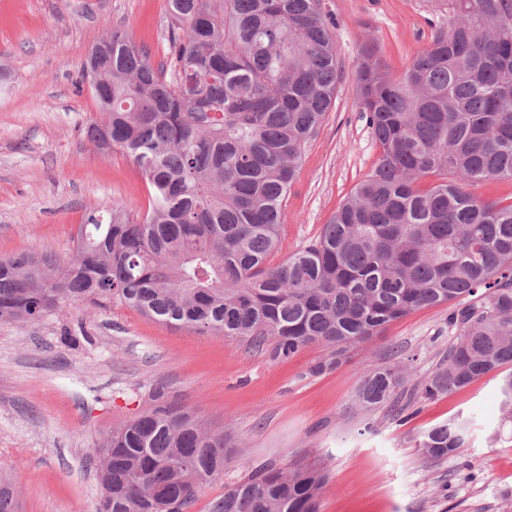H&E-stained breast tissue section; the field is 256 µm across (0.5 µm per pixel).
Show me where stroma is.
Here are the masks:
<instances>
[{
	"label": "stroma",
	"instance_id": "obj_1",
	"mask_svg": "<svg viewBox=\"0 0 512 512\" xmlns=\"http://www.w3.org/2000/svg\"><path fill=\"white\" fill-rule=\"evenodd\" d=\"M324 6L336 21L342 79L304 147L274 264L317 238L377 158L355 93L365 47L375 45L398 74L448 20V0ZM169 24V0H0V257L66 262L87 211L147 209L149 186L133 160L101 153L85 134L99 112L81 73L111 28L167 62ZM448 315L444 305L417 310L320 375L309 372L320 345L274 360L247 342L175 329L117 303H64L37 321L0 322V473L16 484L18 512H97L92 448L148 408L149 384L165 380L199 418L230 425L245 452L199 493L194 512H209L225 486L264 462L325 467L320 512H512V438L488 441L500 418L496 374L404 409L351 407L365 370L396 359L414 378L429 375L455 337ZM458 415L475 422L468 445L437 463L422 459L416 436Z\"/></svg>",
	"mask_w": 512,
	"mask_h": 512
}]
</instances>
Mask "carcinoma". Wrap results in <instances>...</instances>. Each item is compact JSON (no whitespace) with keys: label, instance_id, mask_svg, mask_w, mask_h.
<instances>
[{"label":"carcinoma","instance_id":"1","mask_svg":"<svg viewBox=\"0 0 512 512\" xmlns=\"http://www.w3.org/2000/svg\"><path fill=\"white\" fill-rule=\"evenodd\" d=\"M449 6L448 24L401 73L366 48L355 92L376 161L319 237L274 266L288 189L340 83L323 0H171L165 67L125 31H108L112 54L87 76L101 119L86 134L101 152L133 159L151 188L148 209L89 211L65 265L46 255L0 259V321L118 302L256 350L272 337L279 359L318 343L317 375L391 323L451 304L455 342L413 399L499 373L500 423L489 436L498 442L512 423V202L478 200L464 185L512 180V0ZM409 382L398 362L369 369L354 407L392 408ZM148 398L149 409L90 455L100 512H191L224 463L243 454L230 426L191 414L168 383H152ZM469 430L457 417L420 434L416 447L440 461ZM326 481L315 465L265 463L225 487L210 512H319ZM14 507L3 479L0 512Z\"/></svg>","mask_w":512,"mask_h":512}]
</instances>
